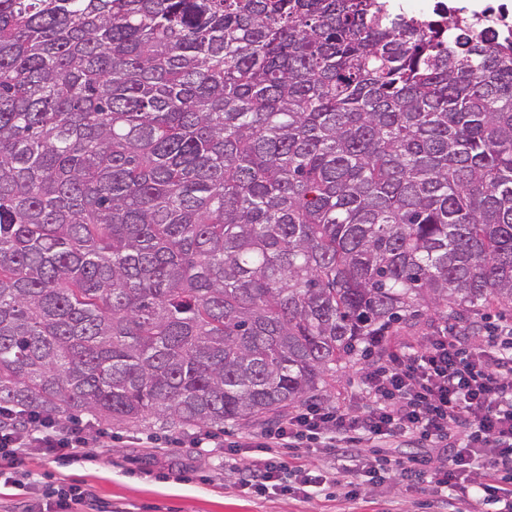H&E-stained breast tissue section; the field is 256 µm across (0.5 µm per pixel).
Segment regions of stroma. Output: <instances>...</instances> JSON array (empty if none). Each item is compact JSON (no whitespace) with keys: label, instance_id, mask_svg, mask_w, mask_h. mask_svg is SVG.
Segmentation results:
<instances>
[{"label":"stroma","instance_id":"obj_1","mask_svg":"<svg viewBox=\"0 0 512 512\" xmlns=\"http://www.w3.org/2000/svg\"><path fill=\"white\" fill-rule=\"evenodd\" d=\"M100 428L87 425V443L79 458L25 455L18 484H0V512H22L24 504L55 499L61 484L88 488L90 498L77 512H420L431 492L408 493L394 482L370 489L358 505L338 498L326 484L311 498L254 499L234 487L240 460L194 447L195 430L112 426L108 447L99 444Z\"/></svg>","mask_w":512,"mask_h":512}]
</instances>
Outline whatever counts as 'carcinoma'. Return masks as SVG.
Instances as JSON below:
<instances>
[{
	"label": "carcinoma",
	"instance_id": "obj_1",
	"mask_svg": "<svg viewBox=\"0 0 512 512\" xmlns=\"http://www.w3.org/2000/svg\"><path fill=\"white\" fill-rule=\"evenodd\" d=\"M512 307V41L385 0H0V408L307 404Z\"/></svg>",
	"mask_w": 512,
	"mask_h": 512
}]
</instances>
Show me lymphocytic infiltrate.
Returning <instances> with one entry per match:
<instances>
[{"mask_svg":"<svg viewBox=\"0 0 512 512\" xmlns=\"http://www.w3.org/2000/svg\"><path fill=\"white\" fill-rule=\"evenodd\" d=\"M361 406L310 403L259 434L229 443L243 455L236 486L254 498L309 499L339 481L343 501L365 485L392 480L405 490L428 487L440 512L466 505L473 512H512V325L472 336L439 325L418 345L390 343L368 368ZM0 458L18 461L33 448L77 457L86 430L37 413L5 410ZM385 443L383 459L369 445ZM297 444L322 448L340 461L339 472L304 460L283 461L278 451Z\"/></svg>","mask_w":512,"mask_h":512,"instance_id":"f902f5d3","label":"lymphocytic infiltrate"}]
</instances>
